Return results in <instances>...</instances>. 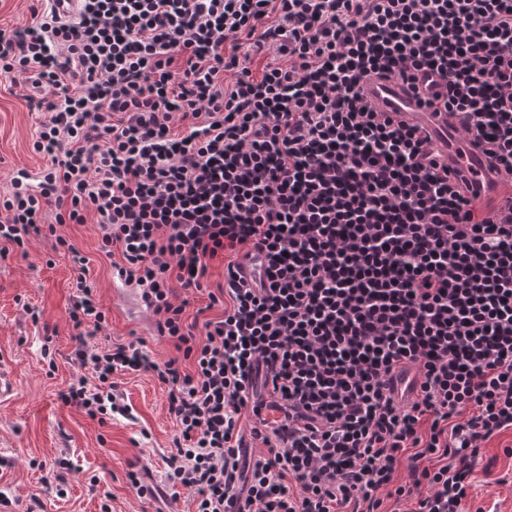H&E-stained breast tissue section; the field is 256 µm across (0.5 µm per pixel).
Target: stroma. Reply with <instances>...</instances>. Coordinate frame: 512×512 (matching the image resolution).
<instances>
[{"mask_svg": "<svg viewBox=\"0 0 512 512\" xmlns=\"http://www.w3.org/2000/svg\"><path fill=\"white\" fill-rule=\"evenodd\" d=\"M39 132V116L20 88L0 76V192L10 187L17 170L39 174L45 159L32 145ZM89 259L88 275L108 315V325L87 337L90 347L123 343L131 336L145 340L151 356L163 361L174 356L172 346L153 336L152 316L137 295L114 280L112 267L99 251L101 234L95 214L82 224L60 226ZM49 237H32L26 252L0 258V364L13 379L12 392L0 398V512H26L40 501L43 512H155L137 496L128 471H149L153 481L165 477L163 456L176 431L168 413L164 385L149 373L115 375L117 393L127 415L99 423L82 409L65 403L61 394L81 371L68 360L73 329L67 309L71 282L77 270L68 255L54 251ZM34 307L38 319L26 314ZM51 348L54 362L43 358ZM512 435L488 442L484 457H496L492 477L474 471L471 503L476 512H512ZM67 462L71 472L67 493L57 496L44 478Z\"/></svg>", "mask_w": 512, "mask_h": 512, "instance_id": "35a3bbf8", "label": "stroma"}]
</instances>
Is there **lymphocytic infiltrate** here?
<instances>
[{"label": "lymphocytic infiltrate", "mask_w": 512, "mask_h": 512, "mask_svg": "<svg viewBox=\"0 0 512 512\" xmlns=\"http://www.w3.org/2000/svg\"><path fill=\"white\" fill-rule=\"evenodd\" d=\"M0 76L49 161L0 194V255L44 234L78 270L66 403L103 422L114 375L156 376L194 512H466L512 431V0H80L1 29ZM376 81L478 147L502 198L477 210ZM90 213L174 357L87 346L107 317L57 228Z\"/></svg>", "instance_id": "lymphocytic-infiltrate-1"}]
</instances>
